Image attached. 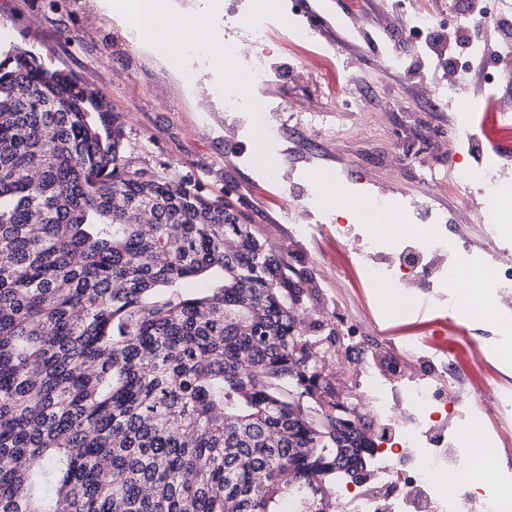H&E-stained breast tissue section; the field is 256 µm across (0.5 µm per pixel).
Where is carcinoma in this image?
Wrapping results in <instances>:
<instances>
[{
    "label": "carcinoma",
    "instance_id": "carcinoma-1",
    "mask_svg": "<svg viewBox=\"0 0 512 512\" xmlns=\"http://www.w3.org/2000/svg\"><path fill=\"white\" fill-rule=\"evenodd\" d=\"M232 209L129 170L73 74L0 61V512H332L370 478L372 423L297 351L301 278Z\"/></svg>",
    "mask_w": 512,
    "mask_h": 512
}]
</instances>
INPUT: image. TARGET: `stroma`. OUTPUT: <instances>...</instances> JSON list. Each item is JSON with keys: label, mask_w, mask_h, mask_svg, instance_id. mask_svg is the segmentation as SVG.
I'll list each match as a JSON object with an SVG mask.
<instances>
[{"label": "stroma", "mask_w": 512, "mask_h": 512, "mask_svg": "<svg viewBox=\"0 0 512 512\" xmlns=\"http://www.w3.org/2000/svg\"><path fill=\"white\" fill-rule=\"evenodd\" d=\"M376 0H308L301 20L314 26V43L295 48L298 66L313 71V79L281 75L270 83L268 96L302 108L314 97L328 109L336 96L365 89L368 98L390 100L392 110L383 127L369 134L353 132L334 141L325 132L284 131L278 145L276 177L264 171L252 135L236 132L235 115L217 110L205 92L209 83L224 75V61L214 56L210 67L191 69L187 58H175L180 34L196 26L203 0H168L179 21L177 29L157 33L153 48L139 46L119 15L109 13L99 0H0V61L14 48L30 51L50 70L74 74L83 87L104 96L116 112L124 131L123 155L130 169L169 180H188L210 198L230 197L236 209L251 217L259 236L303 274L312 294L305 304L306 318L319 319L346 330L355 321L376 315L377 305L359 271L354 254L336 238V228L321 227L316 237L299 235L288 212V190L301 184L304 175L317 179L341 177L349 182L370 179L399 194L423 189L424 169H444L448 158L436 142L454 136L451 117L469 112L477 138L468 157L479 165L494 146L512 149V130L495 122L498 113L512 110V99L502 88L473 85L466 107L449 104L442 112L423 111L412 97L414 85L438 80L435 69L424 66L423 51L405 41L404 69L382 66L384 35L375 26L353 30L348 14L367 15ZM359 43L366 70L359 82H351L354 52ZM193 80H185L186 72ZM342 289H335V280ZM490 323L459 321L437 307L407 311L400 319H387L381 327L367 326L358 341L362 360L387 357L411 337L431 347H447L473 394L507 375L512 362L488 359L479 362L475 352L493 335Z\"/></svg>", "instance_id": "1"}]
</instances>
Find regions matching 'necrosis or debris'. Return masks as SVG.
Listing matches in <instances>:
<instances>
[{
  "label": "necrosis or debris",
  "mask_w": 512,
  "mask_h": 512,
  "mask_svg": "<svg viewBox=\"0 0 512 512\" xmlns=\"http://www.w3.org/2000/svg\"><path fill=\"white\" fill-rule=\"evenodd\" d=\"M224 30V80L215 90L219 107L247 114L262 129L266 149L276 151L288 118L284 102L264 94L279 76L272 63L278 42L273 21L252 0H224ZM471 137L463 127L442 141L438 149L447 155L448 169L427 171L424 180L466 199L474 176H482L485 191L477 208L482 245L456 251L444 231V212L420 196L390 191L369 195L366 211L357 214L355 224L337 225L336 235L359 259L380 304L399 313L425 291L462 319L492 323L495 336L487 351L502 357L512 353V179L495 158L477 174L461 164ZM408 357L430 365L431 374L407 375L400 365ZM391 359L398 370L366 362L358 374L365 380L370 414L398 432L413 468L401 496L360 492L356 512H512V481L479 499L464 492L469 475L485 462L484 451L512 446L511 432L485 427L489 417L512 422V385L493 387L489 404L478 407L453 360L434 358L422 340L409 339ZM439 402L447 407L448 438L433 448L437 422L431 409Z\"/></svg>",
  "instance_id": "4bbe7bcc"
}]
</instances>
